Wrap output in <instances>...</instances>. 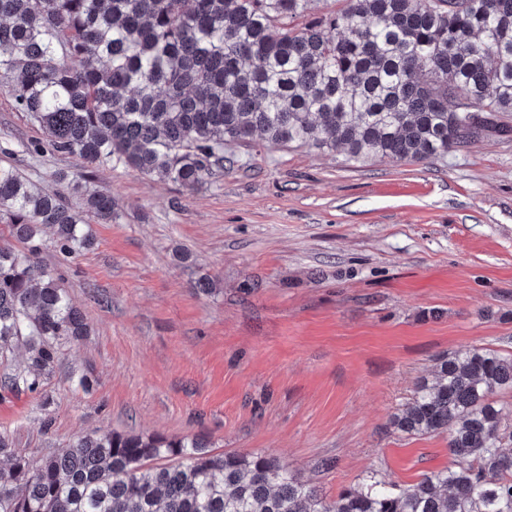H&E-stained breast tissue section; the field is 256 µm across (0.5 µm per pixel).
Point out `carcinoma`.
Listing matches in <instances>:
<instances>
[{
	"label": "carcinoma",
	"mask_w": 512,
	"mask_h": 512,
	"mask_svg": "<svg viewBox=\"0 0 512 512\" xmlns=\"http://www.w3.org/2000/svg\"><path fill=\"white\" fill-rule=\"evenodd\" d=\"M0 0V86L84 169L122 166L194 191L224 172V146L259 135L340 151L349 162H425L512 112V0ZM304 19L302 27L291 22ZM470 112L455 110V97ZM37 187L0 161V392L42 393L85 315L41 264L44 229L68 257L110 224L112 197ZM23 346L25 361L10 363ZM512 356L439 358L393 419L448 434L454 466L405 488L369 479L326 501L276 458L213 453L202 438L115 431L76 438L38 463L0 433V512H512Z\"/></svg>",
	"instance_id": "carcinoma-1"
}]
</instances>
